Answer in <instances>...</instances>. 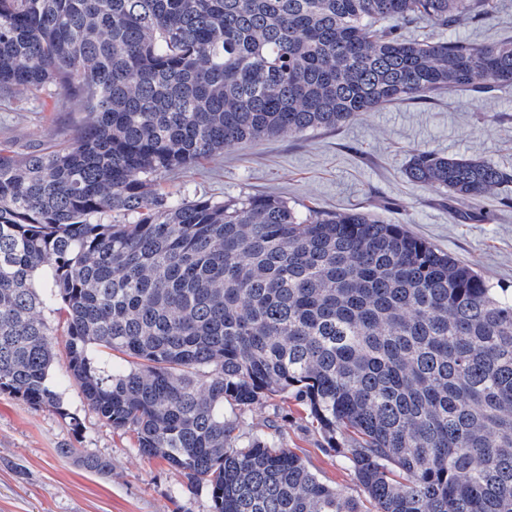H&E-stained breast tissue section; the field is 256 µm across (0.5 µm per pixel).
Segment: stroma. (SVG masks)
<instances>
[{
  "label": "stroma",
  "instance_id": "1",
  "mask_svg": "<svg viewBox=\"0 0 512 512\" xmlns=\"http://www.w3.org/2000/svg\"><path fill=\"white\" fill-rule=\"evenodd\" d=\"M420 35L487 43L512 37V0H497L494 18L479 26L434 31L414 21ZM58 89L37 95H0V143L18 154L73 137L84 113L64 107ZM496 122H489V115ZM490 158L512 168V85L488 94L445 93L396 101L335 129L271 138L225 148L201 165L170 173L174 200L217 202L275 194L326 212L372 211L407 225L512 295V183L484 200L485 215L455 220L437 190L408 183L402 171L414 149ZM52 382L63 408H34L0 393V512H213L208 487L189 482L164 460L141 455L130 436L113 432L85 404L66 374L63 336H52ZM79 427H72V420ZM241 438L264 432L297 453L322 482L360 497L352 472L326 449L304 405L266 399L246 413ZM69 448L109 462L104 473L85 470Z\"/></svg>",
  "mask_w": 512,
  "mask_h": 512
}]
</instances>
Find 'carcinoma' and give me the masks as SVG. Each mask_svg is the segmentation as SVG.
Masks as SVG:
<instances>
[{"instance_id": "obj_1", "label": "carcinoma", "mask_w": 512, "mask_h": 512, "mask_svg": "<svg viewBox=\"0 0 512 512\" xmlns=\"http://www.w3.org/2000/svg\"><path fill=\"white\" fill-rule=\"evenodd\" d=\"M494 0H0V94L64 90L73 141L0 147V392L62 411L66 373L106 425L213 512H512V298L373 213L275 195L173 202L164 176L224 148L337 128L396 100L512 84V39H418ZM405 179L460 206L512 183L413 151ZM110 214L112 221L101 217ZM46 281V286L39 284ZM130 365L107 370L97 354ZM309 411L364 499L224 404ZM87 470L107 461L78 454Z\"/></svg>"}]
</instances>
